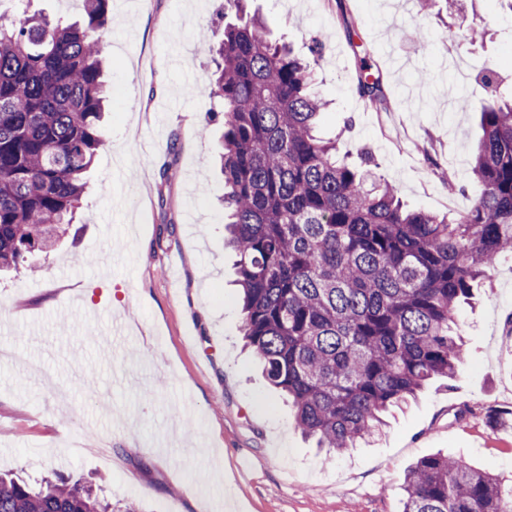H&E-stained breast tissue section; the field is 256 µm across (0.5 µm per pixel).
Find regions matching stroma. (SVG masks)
<instances>
[{"label":"stroma","instance_id":"obj_1","mask_svg":"<svg viewBox=\"0 0 512 512\" xmlns=\"http://www.w3.org/2000/svg\"><path fill=\"white\" fill-rule=\"evenodd\" d=\"M224 0H109L106 142L64 244L0 278V473L51 474L143 512H402L409 467L437 452L512 485V256L458 311L466 360L394 409L373 443L326 454L245 348L224 179L222 106L204 92ZM271 38L327 48L315 89L322 135L411 207L458 215L481 192L469 169L475 109L512 94V13L500 0H250ZM84 17L83 0H0L8 18ZM475 28L479 38L466 37ZM379 75L391 109L368 107L357 74ZM500 78L488 86L481 70ZM124 317L126 336L111 319ZM465 420H456L461 408Z\"/></svg>","mask_w":512,"mask_h":512}]
</instances>
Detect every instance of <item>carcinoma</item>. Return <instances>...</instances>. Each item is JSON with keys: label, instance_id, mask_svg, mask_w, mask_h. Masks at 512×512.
Instances as JSON below:
<instances>
[{"label": "carcinoma", "instance_id": "cac0c4a2", "mask_svg": "<svg viewBox=\"0 0 512 512\" xmlns=\"http://www.w3.org/2000/svg\"><path fill=\"white\" fill-rule=\"evenodd\" d=\"M245 0H224L210 95L220 98L228 243L238 255L243 336L288 394L301 432L337 454L381 432L382 414L462 360L458 306L512 255V97L478 106L470 174L482 194L451 220L408 209L394 186L336 158L321 137L312 57L269 38ZM108 0L86 24L0 16V272L49 254L74 221L103 146ZM358 93L384 109L380 80ZM402 512H512V488L460 457L410 469ZM0 512H112L81 483L34 488L0 475Z\"/></svg>", "mask_w": 512, "mask_h": 512}]
</instances>
